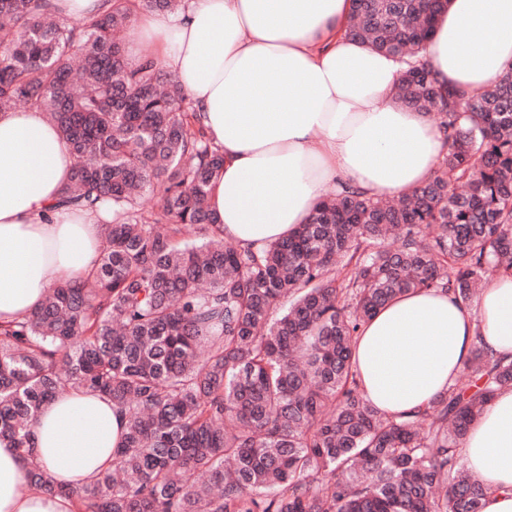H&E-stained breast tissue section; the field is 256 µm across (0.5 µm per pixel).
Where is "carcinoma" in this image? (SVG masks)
Segmentation results:
<instances>
[{
    "label": "carcinoma",
    "instance_id": "1",
    "mask_svg": "<svg viewBox=\"0 0 512 512\" xmlns=\"http://www.w3.org/2000/svg\"><path fill=\"white\" fill-rule=\"evenodd\" d=\"M103 2L74 23L53 0H0V112L57 127L74 158L59 205L103 226L85 280L0 323V438L33 456L42 406L84 389L127 418L112 470L69 490L86 512H482L460 446L512 358L477 347L448 391L387 416L353 351L400 295L468 303L512 274V69L469 92L410 65L397 100L446 134L433 176L393 199L332 191L257 253L215 224L224 153L179 82L128 57L133 17L182 0ZM447 6L352 0L345 34L413 57ZM30 487L61 491L37 465Z\"/></svg>",
    "mask_w": 512,
    "mask_h": 512
}]
</instances>
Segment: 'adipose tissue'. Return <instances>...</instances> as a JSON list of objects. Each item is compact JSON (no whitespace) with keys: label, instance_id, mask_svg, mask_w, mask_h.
I'll use <instances>...</instances> for the list:
<instances>
[{"label":"adipose tissue","instance_id":"ef3b65f1","mask_svg":"<svg viewBox=\"0 0 512 512\" xmlns=\"http://www.w3.org/2000/svg\"><path fill=\"white\" fill-rule=\"evenodd\" d=\"M350 12L351 0H183L135 22L224 152L212 203L241 246L288 237L333 190L412 193L447 150L438 124L396 101L400 63L345 36ZM422 57L441 83L488 85L512 69V0H448ZM72 164L42 113H0V322L30 314L96 264L100 224L58 203ZM478 333L512 355V276L469 304L434 291L396 298L356 344L368 399L389 415L419 410L452 384ZM125 429L103 396L73 389L47 403L34 460L0 439V512H81L77 499L30 489L32 466L88 485L111 469ZM461 454L494 490L483 512H512V389L488 403Z\"/></svg>","mask_w":512,"mask_h":512}]
</instances>
